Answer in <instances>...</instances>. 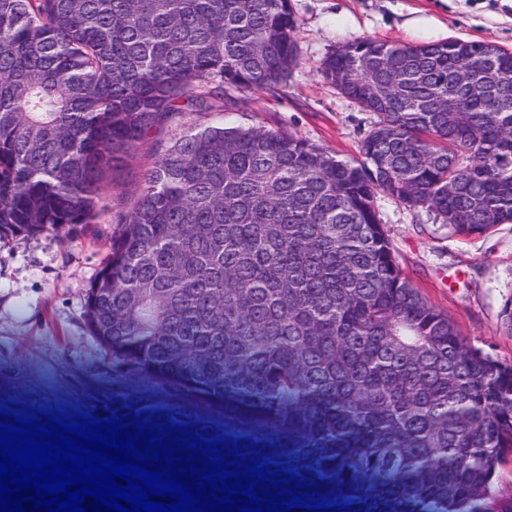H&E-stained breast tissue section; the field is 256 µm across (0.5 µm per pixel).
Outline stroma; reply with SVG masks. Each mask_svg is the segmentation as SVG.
<instances>
[{
	"mask_svg": "<svg viewBox=\"0 0 512 512\" xmlns=\"http://www.w3.org/2000/svg\"><path fill=\"white\" fill-rule=\"evenodd\" d=\"M297 19L298 63L285 85L225 91L223 108L186 111L137 143L112 176L103 212L66 238L0 240V404L16 409L93 412V394L126 371L90 336L87 290L118 219L134 208L143 175L162 146L206 126H262L292 134L332 156L356 158L377 117L321 74L325 58L358 38L406 44L451 38L512 49V0H289ZM375 205L395 256L416 288L454 321L471 346L512 363V224L482 236L452 234L428 208L377 194Z\"/></svg>",
	"mask_w": 512,
	"mask_h": 512,
	"instance_id": "obj_1",
	"label": "stroma"
}]
</instances>
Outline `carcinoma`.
I'll return each mask as SVG.
<instances>
[{"label": "carcinoma", "instance_id": "obj_1", "mask_svg": "<svg viewBox=\"0 0 512 512\" xmlns=\"http://www.w3.org/2000/svg\"><path fill=\"white\" fill-rule=\"evenodd\" d=\"M288 0H0V238L76 233L114 161L224 88L297 63ZM512 73V51L358 39L323 74L379 117L348 162L296 136L212 126L163 148L84 305L98 344L157 412L326 480L351 512H494L512 454V364L469 346L398 263L374 197L456 234L512 224V83L441 111L452 55ZM382 58L385 97L365 94Z\"/></svg>", "mask_w": 512, "mask_h": 512}]
</instances>
